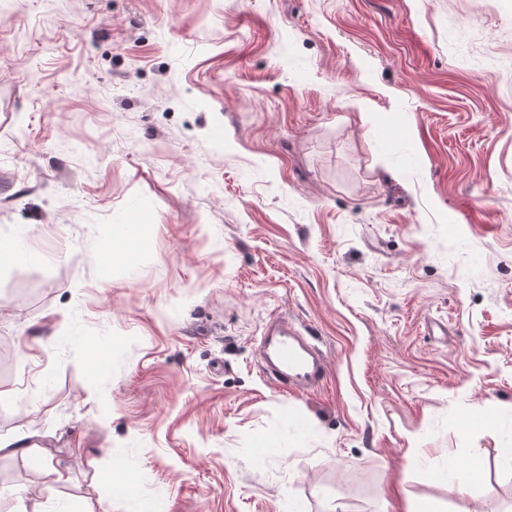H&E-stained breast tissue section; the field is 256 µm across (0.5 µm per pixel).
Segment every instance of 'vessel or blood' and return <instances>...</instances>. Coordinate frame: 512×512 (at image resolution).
<instances>
[{"label":"vessel or blood","mask_w":512,"mask_h":512,"mask_svg":"<svg viewBox=\"0 0 512 512\" xmlns=\"http://www.w3.org/2000/svg\"><path fill=\"white\" fill-rule=\"evenodd\" d=\"M256 357L262 373L289 392L316 390L327 379L322 351L285 315L265 323L257 340Z\"/></svg>","instance_id":"1"}]
</instances>
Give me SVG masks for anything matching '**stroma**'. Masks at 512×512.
Masks as SVG:
<instances>
[{
  "instance_id": "obj_1",
  "label": "stroma",
  "mask_w": 512,
  "mask_h": 512,
  "mask_svg": "<svg viewBox=\"0 0 512 512\" xmlns=\"http://www.w3.org/2000/svg\"><path fill=\"white\" fill-rule=\"evenodd\" d=\"M0 239V512L512 503V0H0ZM260 370L288 392H310L320 388L328 369L320 348L285 315L265 323L257 340ZM448 490L459 494H473L481 487L476 480L475 467L453 469L448 473Z\"/></svg>"
}]
</instances>
